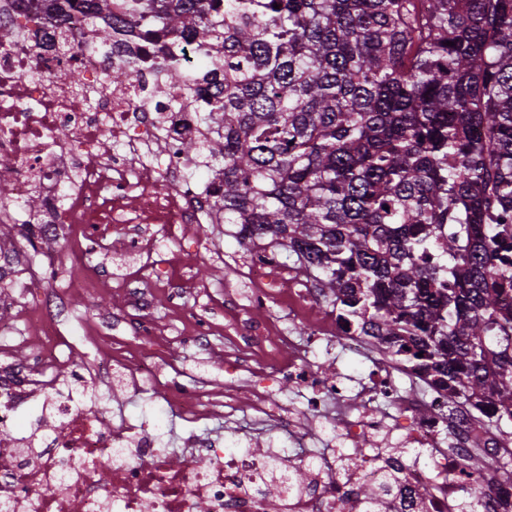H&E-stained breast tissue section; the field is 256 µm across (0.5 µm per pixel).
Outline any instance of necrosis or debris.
Segmentation results:
<instances>
[{"mask_svg":"<svg viewBox=\"0 0 512 512\" xmlns=\"http://www.w3.org/2000/svg\"><path fill=\"white\" fill-rule=\"evenodd\" d=\"M85 45L66 53L17 38L0 41V163L11 170L13 196L0 206V223H18L31 195L41 211L26 236L0 251V270L10 269L11 317L0 321V512H350L358 487L380 490L390 512H458L461 499L474 497L479 512H503L512 504V478L471 472L465 465L471 443L493 458L503 452L499 437L468 412H448L439 392L418 394L401 383L406 369L375 350L371 336L344 335L334 317L320 314L317 290L289 267L279 251L254 250L247 265L246 297L224 295V322L233 352L228 370L249 373L248 397L232 390L206 389L178 377L161 378L147 353L163 355L164 328L148 318L151 293L147 275L138 286L112 273L96 257L120 244L133 259L149 256L152 268L165 265L177 247L192 265L205 244L194 235L216 217L218 195L199 186L182 146L203 130L197 102L183 103L180 88L154 84L146 65L132 81L112 86L105 80V50L85 33ZM81 76V88L57 80L58 71ZM74 241L71 254H41L27 260V240ZM120 284L128 296L122 321L139 347L113 348L111 356L82 361L81 339L63 328L73 295L93 297ZM187 289L171 288L176 310L184 314L189 342L213 352L214 322L185 310ZM281 302L314 340L341 343L370 363L367 378L349 385L343 373L316 368L306 349L285 333L270 312ZM28 325L32 353L19 360L17 322ZM123 388L150 381L154 394L180 419L186 448L180 462L147 420L118 413L106 422L84 406L88 381ZM308 390L307 408L328 425L331 454H272L249 447L229 449L201 439L199 427L212 419L251 414L272 421L289 437L304 439L303 423L280 406L273 387ZM339 415L329 419L328 406ZM30 414L29 430L17 428ZM401 448H420L425 463L403 456L381 457L388 435ZM307 478L288 485L289 465ZM397 480L385 484V473ZM433 491L417 503L418 486Z\"/></svg>","mask_w":512,"mask_h":512,"instance_id":"obj_1","label":"necrosis or debris"}]
</instances>
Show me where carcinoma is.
<instances>
[{
  "instance_id": "obj_1",
  "label": "carcinoma",
  "mask_w": 512,
  "mask_h": 512,
  "mask_svg": "<svg viewBox=\"0 0 512 512\" xmlns=\"http://www.w3.org/2000/svg\"><path fill=\"white\" fill-rule=\"evenodd\" d=\"M40 9L66 26L52 48L74 20L93 28L113 80L146 44L159 83L206 86L205 134L184 149L205 157L239 246L296 256L344 333L378 338L512 444V0ZM37 26L28 14L0 40ZM357 497L387 512L373 490Z\"/></svg>"
}]
</instances>
